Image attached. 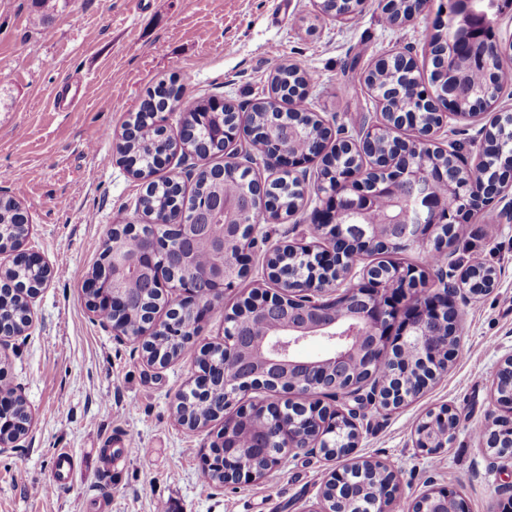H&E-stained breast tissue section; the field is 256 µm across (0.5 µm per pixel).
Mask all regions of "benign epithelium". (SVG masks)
<instances>
[{"label":"benign epithelium","mask_w":512,"mask_h":512,"mask_svg":"<svg viewBox=\"0 0 512 512\" xmlns=\"http://www.w3.org/2000/svg\"><path fill=\"white\" fill-rule=\"evenodd\" d=\"M445 37L448 42L465 40L471 49L482 46L484 54L512 53V39L489 44L481 43L476 30L491 23L487 11L477 9L476 0H448ZM414 57L406 51H395L375 61L370 71L385 70L392 80L383 87H370L380 108V119L366 122L354 137L333 134L323 123L325 140L337 154L359 155L369 160L361 166L352 164L336 174L340 192L331 189L318 195L315 206L320 223L313 225L315 240L297 245L279 244L266 256L268 281L278 286L275 293L256 294L245 299L232 312L224 314V340L219 344L221 360L211 359L213 344H199L192 336L189 342L197 350L196 371L186 389L175 395V404L195 397L212 405L216 417L224 418V428L208 451L201 454L204 470H220L229 483L242 478L258 479L259 475L245 465L243 449L236 443L242 427L255 429L253 447L265 457L269 473L280 470L281 452H272L268 441L279 437L280 448L321 452L335 460L347 457L357 447L366 415L363 407L376 405L397 409L412 401L431 383L448 372L458 343L446 337V330L455 326L457 310L453 298L464 291L472 297L490 293L496 285L495 272L487 270L481 276L471 266L460 276L457 287L448 289V275L437 273L436 281L426 286L423 276L412 267L398 266L386 281L375 278L373 267L355 271L356 258L377 249V244L410 250L419 246L447 248L450 237L438 232L437 225L442 200L437 188L460 176L453 169H435L419 165L412 154L420 149L432 150L436 136L447 120H472L491 109L501 93V85L488 78L479 97L468 104L458 96L448 94L440 72L444 61L431 50L433 88H420L413 76ZM404 99L407 106L400 112L386 111L391 100ZM422 112H433L439 123L430 128L421 125ZM511 118L509 112H493L481 128V139L475 143L474 165L467 169L469 182L464 184L465 197L455 214L464 224L475 215L478 206L487 207L494 199L503 206L500 218L512 223V160L499 159L490 164L492 155L499 153L498 141L488 133ZM392 130L405 127L414 132L410 140H397L391 155L377 151L373 134L377 127ZM243 129L237 126L224 130V171L222 176L251 177L255 166L244 156ZM268 176L257 177L252 183L255 197L265 202L258 211L248 210L239 215L238 223L224 225L223 250L216 266L191 279L175 280L160 274L168 259L186 261L188 253L185 232L199 231L202 225L193 223V208L198 201L187 196L179 203L166 224H116L112 232L141 236L148 230L147 246L133 259L120 256L112 264L102 266L100 280L112 285V332L117 337L149 336L160 341L169 335L167 328L178 322L182 310L193 309L199 321L212 311L210 302L221 301L227 290L245 278L249 269L244 250L253 240L258 224L264 220H279L281 210L273 200V181L288 173L299 178L303 194L311 189L304 164L315 160L307 152L270 144ZM406 191L404 200L385 215L381 223L400 228L396 236L384 238L374 221V195L384 192L392 198ZM366 215L369 223L359 226L354 250L336 246L344 236L342 227L332 219L339 203ZM306 255L311 262V277L292 279L281 270L279 257L285 254ZM149 275L148 290L165 299V316L160 318L148 310L144 313L145 330L131 334L124 321L128 299L119 288L127 265ZM350 286H344L345 282ZM425 292L407 311L398 336H390L394 320L400 314L399 302L409 294L410 287ZM322 337L330 348L323 355L303 358L298 354L300 343ZM362 360L366 370L383 363L389 366V376L383 382L371 378H346L344 371L353 358ZM279 393L285 402L259 399L249 406L237 405V399L252 392ZM316 393L333 396L341 402L334 407L313 398ZM354 400L351 406L346 399ZM494 398L504 414L491 418L483 429V443L490 465L512 474V351L498 362L494 379ZM458 428L457 414L452 407L442 405L422 415L412 426L413 447L436 455L448 447ZM333 488L334 499L368 503L367 512H391L400 492L397 473L380 461L365 460L359 467L345 463L329 472L320 494ZM411 512H467L466 502L453 489L431 488L411 505Z\"/></svg>","instance_id":"benign-epithelium-1"}]
</instances>
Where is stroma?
<instances>
[{
    "label": "stroma",
    "instance_id": "obj_1",
    "mask_svg": "<svg viewBox=\"0 0 512 512\" xmlns=\"http://www.w3.org/2000/svg\"><path fill=\"white\" fill-rule=\"evenodd\" d=\"M49 32L32 28L33 0H0V196L20 202L31 226L27 246L55 275L31 305L23 335L0 344V387L21 396L32 415L24 436L0 449V512H310L335 464L293 450L274 481L203 482L199 458L222 427L179 424L173 401L194 374V356L148 365L138 340L117 338L91 313L82 290L115 224H142L143 180L118 164L116 145L149 89L170 79L187 97L250 106L270 95L284 63L308 73L306 105L332 128L354 130L379 108L364 83L368 68L398 48L410 49L429 85L427 43L442 18L437 0L413 20L390 25L380 0H364L359 20L324 15L321 0H53ZM83 79L74 110L53 109L63 78ZM501 203L475 215L466 237L448 249L444 268L458 281L473 254L492 267L489 294L456 297L461 342L448 373L398 409L367 407L356 454L389 463L401 491L393 512H408L433 487H450L469 512H501L482 430L499 408L493 377L512 350V223ZM306 211L265 223L252 266L199 339L224 338V313L257 288L268 250L311 241ZM452 406L455 438L430 456L412 446L411 428L428 409ZM78 465L50 494L57 449Z\"/></svg>",
    "mask_w": 512,
    "mask_h": 512
}]
</instances>
